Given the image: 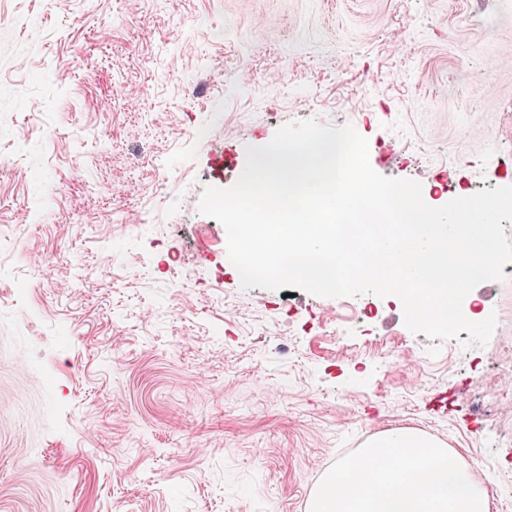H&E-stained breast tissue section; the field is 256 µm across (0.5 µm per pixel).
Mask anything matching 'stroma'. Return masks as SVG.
<instances>
[{
  "label": "stroma",
  "mask_w": 512,
  "mask_h": 512,
  "mask_svg": "<svg viewBox=\"0 0 512 512\" xmlns=\"http://www.w3.org/2000/svg\"><path fill=\"white\" fill-rule=\"evenodd\" d=\"M1 36L0 512H306L399 428L512 512V271L434 355L399 299L242 289L199 210L309 119L432 206L512 185V0H0Z\"/></svg>",
  "instance_id": "1"
}]
</instances>
